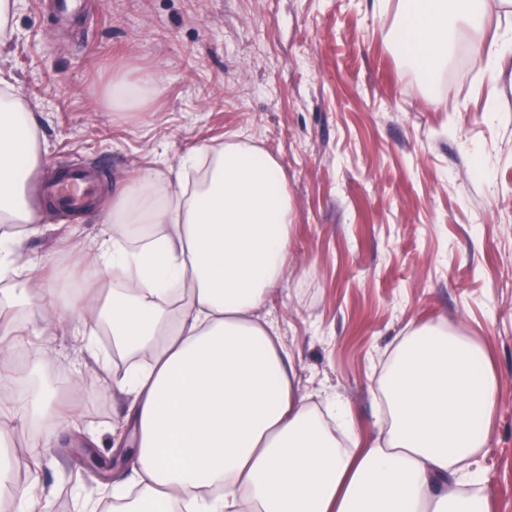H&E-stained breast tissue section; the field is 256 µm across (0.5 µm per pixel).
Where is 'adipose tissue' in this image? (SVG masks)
<instances>
[{
	"label": "adipose tissue",
	"mask_w": 512,
	"mask_h": 512,
	"mask_svg": "<svg viewBox=\"0 0 512 512\" xmlns=\"http://www.w3.org/2000/svg\"><path fill=\"white\" fill-rule=\"evenodd\" d=\"M487 0H406L400 50L428 75L447 66L455 33L481 31ZM41 162L38 122L12 85L0 89V351L75 320L83 356L102 371L129 362L112 386L131 399L134 449L126 482L104 485L113 512H490L479 456L499 401L490 356L444 324L409 322L378 380L388 418L364 447L349 448L348 409L329 418L300 397L291 353L259 312L288 268L292 208L276 161L247 141L201 143L170 178L145 169L112 198L91 264L121 285L88 283L67 303L44 284L46 264L21 256L37 233L29 180ZM156 225L142 237L140 225ZM112 332L111 356L95 347ZM32 416L66 424L75 401L33 385ZM30 483L47 438L32 441ZM0 495L31 498L5 461Z\"/></svg>",
	"instance_id": "adipose-tissue-1"
}]
</instances>
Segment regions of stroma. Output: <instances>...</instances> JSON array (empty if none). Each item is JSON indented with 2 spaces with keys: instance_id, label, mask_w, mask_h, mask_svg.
Here are the masks:
<instances>
[{
  "instance_id": "obj_1",
  "label": "stroma",
  "mask_w": 512,
  "mask_h": 512,
  "mask_svg": "<svg viewBox=\"0 0 512 512\" xmlns=\"http://www.w3.org/2000/svg\"><path fill=\"white\" fill-rule=\"evenodd\" d=\"M58 19L15 0L0 70L39 121L31 179L40 230L26 257L57 285L120 280L82 265L112 190L140 168L176 170L193 146L242 133L285 174L288 278L271 311L300 395L345 400L356 436L382 415L376 379L409 321L478 338L500 382L482 465L491 512H512V75L459 53L427 79L393 40L403 0H81ZM160 75L161 97L116 112L112 78ZM94 206L49 205L42 180L73 163ZM47 376L79 388L67 431H47L36 512H79L125 472L109 446L125 396L68 336L41 337Z\"/></svg>"
}]
</instances>
